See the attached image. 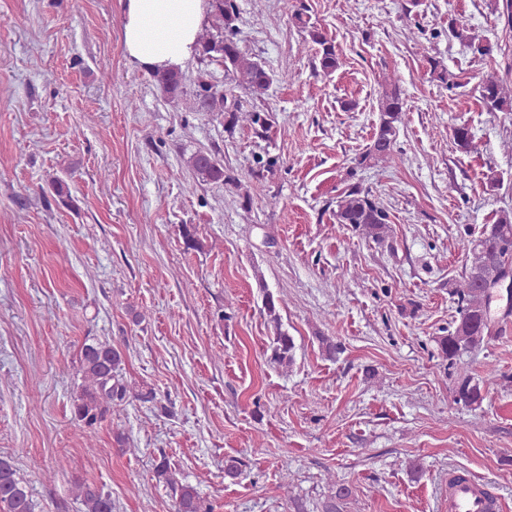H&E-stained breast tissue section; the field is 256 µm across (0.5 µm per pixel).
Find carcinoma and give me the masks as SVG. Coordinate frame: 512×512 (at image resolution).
<instances>
[{"label": "carcinoma", "instance_id": "cac0c4a2", "mask_svg": "<svg viewBox=\"0 0 512 512\" xmlns=\"http://www.w3.org/2000/svg\"><path fill=\"white\" fill-rule=\"evenodd\" d=\"M212 29L199 41V52L203 58L219 61L231 74L235 83L250 91L255 97L266 93L273 81L272 74L258 61L252 59L234 41L239 13L235 0H211ZM294 21L309 42L316 46L321 71L333 74L341 66L336 46L322 29L297 12ZM456 36L469 44L482 57L492 56L490 44L476 40L468 33L466 25L458 26ZM157 81L172 98L182 93L179 73L167 72L156 75ZM479 97L489 112H512V95L494 77L489 76L479 84ZM227 95L219 94L204 82H198L195 104L200 112L224 113V128L234 132L239 123H247L255 132L266 133L271 128L269 113L252 109L244 110L235 103L226 106ZM405 112V101L399 88L383 90L378 100V122L369 147L359 156L357 164L389 158L396 144L397 123ZM197 178L204 182L224 183L241 189L237 180L225 174L224 165L211 155L198 152L189 161ZM336 223L346 224L366 237L381 241L389 231V213L359 186L352 185L336 201L334 212ZM465 272L453 290L461 306L453 330L440 337L439 349L446 359L452 361L463 351L479 346L491 338L489 318L490 293L493 284L503 274L512 272V213L503 211L493 223L466 246ZM269 361L278 366H289L293 362L294 337L281 328L269 345ZM77 374L80 383L71 397V416L86 434H93L112 410L123 406L131 397L143 402L154 400L152 389H135L124 372L121 351L106 341L84 342L77 357ZM457 399L464 403H475L481 398V385L470 376L457 380ZM157 475L171 485L176 502L174 512H211L200 498L197 489L189 483L177 482L169 471L166 460L157 465ZM75 498L80 501L83 512H112V498L103 488L87 482L74 485ZM37 504L28 483L19 475L10 459L0 456V512H36Z\"/></svg>", "mask_w": 512, "mask_h": 512}]
</instances>
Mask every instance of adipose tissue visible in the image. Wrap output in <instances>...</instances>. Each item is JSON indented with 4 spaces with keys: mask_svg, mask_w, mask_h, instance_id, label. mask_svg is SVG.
Instances as JSON below:
<instances>
[{
    "mask_svg": "<svg viewBox=\"0 0 512 512\" xmlns=\"http://www.w3.org/2000/svg\"><path fill=\"white\" fill-rule=\"evenodd\" d=\"M207 0H124L123 49L156 71L181 65L196 50Z\"/></svg>",
    "mask_w": 512,
    "mask_h": 512,
    "instance_id": "obj_1",
    "label": "adipose tissue"
}]
</instances>
